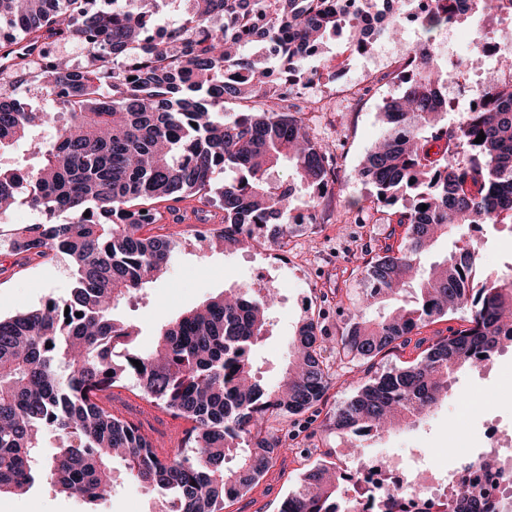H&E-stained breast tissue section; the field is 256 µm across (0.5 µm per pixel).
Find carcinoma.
I'll return each instance as SVG.
<instances>
[{
	"label": "carcinoma",
	"mask_w": 512,
	"mask_h": 512,
	"mask_svg": "<svg viewBox=\"0 0 512 512\" xmlns=\"http://www.w3.org/2000/svg\"><path fill=\"white\" fill-rule=\"evenodd\" d=\"M100 1L0 0V46L34 48L0 81V204L23 194L43 217L20 228L11 250L25 261L63 255L74 269L69 296L0 317V496L45 475L60 493L102 500L116 485L118 452L125 477L153 496L157 512L172 502L176 512H224V502L274 466L281 448L270 424L318 404L342 358L372 362L448 312H469L467 326L419 360L376 374L333 415L358 460L370 439L420 424L458 371L493 360L500 338L512 337V280L475 284V245L428 266L422 257L471 224L512 229V64L500 66L504 79L486 91L482 109L450 123L441 93L450 70L435 43L462 12H512V0H437L420 19L425 51L407 61L403 92L383 99V134L355 172L372 188L373 205L388 208L384 221L406 225L405 235L360 267L365 302L352 303L336 344L327 346L321 315L307 312L275 388L256 375L253 359L269 333L271 290H224L163 324L146 351L116 311L173 257V239L144 233L157 204L197 200L222 224L212 238L238 249L259 241L250 230L288 223L297 202L316 213L332 198L336 157L312 133L314 107L292 99L321 78L308 66V48L344 32L354 41L346 18L353 0H184L166 39L154 36L158 0ZM362 5L403 11L399 0ZM68 41L84 46L85 63L63 65L53 48ZM34 78L64 112L34 109L13 90ZM41 128L53 129L42 146ZM19 142L34 144L38 162L10 161ZM281 164L306 197L272 180ZM222 171L230 176L218 185ZM61 212L70 220L55 222ZM126 381L193 422L181 446L159 452L140 427L101 404L99 393ZM47 434L59 441L48 460L39 451ZM349 508L345 475L318 460L279 512Z\"/></svg>",
	"instance_id": "obj_1"
}]
</instances>
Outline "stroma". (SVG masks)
I'll list each match as a JSON object with an SVG mask.
<instances>
[{
    "mask_svg": "<svg viewBox=\"0 0 512 512\" xmlns=\"http://www.w3.org/2000/svg\"><path fill=\"white\" fill-rule=\"evenodd\" d=\"M345 36L330 39L319 56L320 63L346 61L345 82L341 85L313 82L302 91V98L315 102L311 126L322 142L335 149L339 181L336 192L312 229L292 227L291 234L302 249L317 252L328 239L344 237L358 216L359 207L368 206L370 188L354 176L371 143L381 132L380 106L383 98L398 94L402 84L389 71L362 69L360 58L348 57ZM365 83L362 95L349 88ZM184 222H170L169 212H162L148 233L170 236L177 243V253L165 272L154 280L142 297L125 305L120 315L139 330L137 343L149 348L157 327L166 320L198 306L235 284H245L257 291L272 290L279 302L274 310V326L256 349L260 372L266 383L278 384L288 364L290 339L306 308L325 313L330 336L339 335L347 316L336 307L344 296H361L364 285L352 270L362 263L355 255L341 263H327L319 272L307 266L283 263L272 243L250 244L234 252L209 249L201 242L190 202L180 203ZM40 215L25 200H17L6 212H0V317H7L38 306L49 295L69 294L73 267L68 259L20 260L11 253L7 238L21 224H36ZM484 256L487 271H500L503 262L512 260V230L502 225H485L473 232ZM467 310L458 309L445 318L422 328L407 346L377 358L374 364L359 360L344 361L332 379L324 398L303 417L318 448L304 456L292 437L293 423L275 425L273 432L283 449L270 471L244 496L229 503L224 512H278L281 501L290 492L311 458H323L339 466L353 467L357 461L349 453L350 442L336 434L330 420L344 401L354 395L375 373L402 365L419 357L423 349L447 337L450 330L465 326ZM457 382L447 399L418 428L395 431L373 439L374 448L394 456L420 448L429 461L448 462L446 435L457 425L459 403L473 395H487L498 387L512 383V349L497 355L480 370L459 371ZM111 408L116 415L138 424L143 433L163 442L165 447L178 445L192 423L173 417L145 399L131 384L112 388ZM151 503L141 487L129 480H119L112 494L90 503L76 495L57 492L49 480H37L27 496L0 497V512H149Z\"/></svg>",
    "mask_w": 512,
    "mask_h": 512,
    "instance_id": "35a3bbf8",
    "label": "stroma"
}]
</instances>
